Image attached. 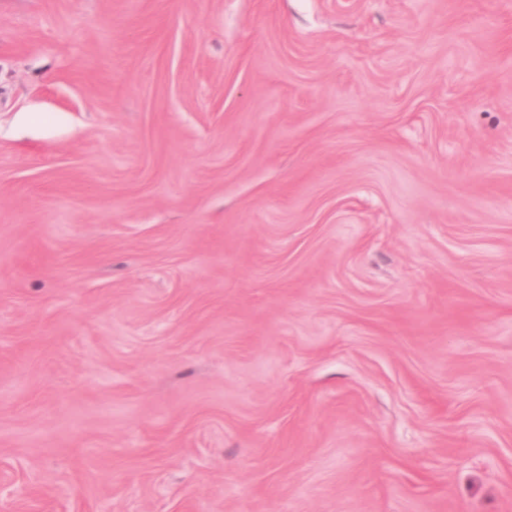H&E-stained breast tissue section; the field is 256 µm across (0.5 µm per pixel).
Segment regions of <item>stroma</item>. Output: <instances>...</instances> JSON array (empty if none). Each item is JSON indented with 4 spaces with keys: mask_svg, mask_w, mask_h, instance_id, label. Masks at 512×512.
<instances>
[{
    "mask_svg": "<svg viewBox=\"0 0 512 512\" xmlns=\"http://www.w3.org/2000/svg\"><path fill=\"white\" fill-rule=\"evenodd\" d=\"M0 512H512V0H0Z\"/></svg>",
    "mask_w": 512,
    "mask_h": 512,
    "instance_id": "stroma-1",
    "label": "stroma"
}]
</instances>
